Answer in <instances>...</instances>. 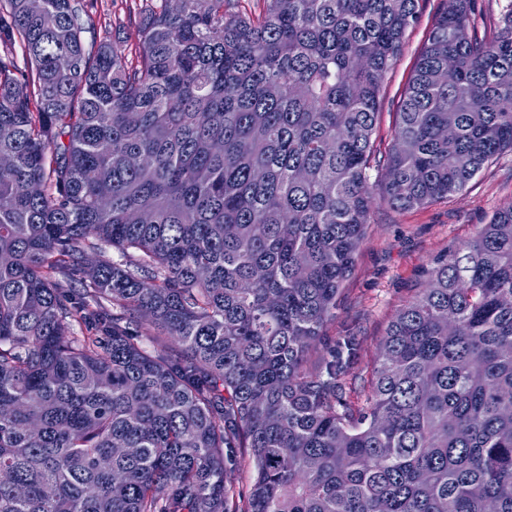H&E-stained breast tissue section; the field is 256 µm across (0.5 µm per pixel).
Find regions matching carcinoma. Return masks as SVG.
Wrapping results in <instances>:
<instances>
[{
    "mask_svg": "<svg viewBox=\"0 0 512 512\" xmlns=\"http://www.w3.org/2000/svg\"><path fill=\"white\" fill-rule=\"evenodd\" d=\"M229 4L89 49L75 0H0V512H512V206L424 269L365 403L324 334L375 198L512 151V2L483 41L442 0L381 160L417 0Z\"/></svg>",
    "mask_w": 512,
    "mask_h": 512,
    "instance_id": "cac0c4a2",
    "label": "carcinoma"
}]
</instances>
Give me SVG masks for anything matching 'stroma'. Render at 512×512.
I'll use <instances>...</instances> for the list:
<instances>
[{"mask_svg":"<svg viewBox=\"0 0 512 512\" xmlns=\"http://www.w3.org/2000/svg\"><path fill=\"white\" fill-rule=\"evenodd\" d=\"M85 44L110 36L129 46L135 39L140 7L135 0H79ZM441 7L440 0H419L420 18L407 37L403 54L387 75L376 145L387 149L398 106L417 54ZM512 205V152L499 155L468 183L446 199L405 211L380 203L345 281L336 317L327 336L355 337L358 352L354 371L366 375L373 366L380 340L397 310L410 297L418 272L431 259L472 237L492 215Z\"/></svg>","mask_w":512,"mask_h":512,"instance_id":"stroma-1","label":"stroma"}]
</instances>
